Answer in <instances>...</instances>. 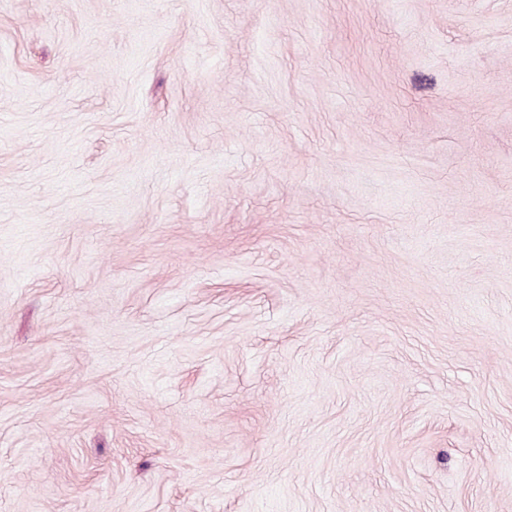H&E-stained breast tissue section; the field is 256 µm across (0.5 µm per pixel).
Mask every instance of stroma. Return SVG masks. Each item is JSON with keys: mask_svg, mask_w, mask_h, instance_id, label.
Listing matches in <instances>:
<instances>
[{"mask_svg": "<svg viewBox=\"0 0 512 512\" xmlns=\"http://www.w3.org/2000/svg\"><path fill=\"white\" fill-rule=\"evenodd\" d=\"M0 512H512V0H0Z\"/></svg>", "mask_w": 512, "mask_h": 512, "instance_id": "obj_1", "label": "stroma"}]
</instances>
